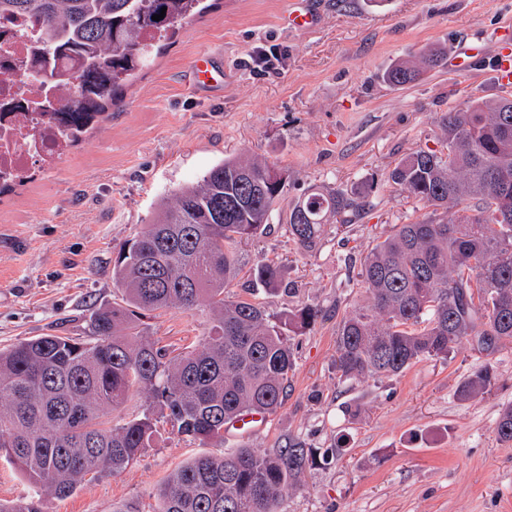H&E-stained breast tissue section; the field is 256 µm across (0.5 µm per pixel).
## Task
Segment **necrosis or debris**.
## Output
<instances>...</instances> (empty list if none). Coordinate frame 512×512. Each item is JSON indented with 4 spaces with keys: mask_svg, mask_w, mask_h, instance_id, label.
I'll list each match as a JSON object with an SVG mask.
<instances>
[{
    "mask_svg": "<svg viewBox=\"0 0 512 512\" xmlns=\"http://www.w3.org/2000/svg\"><path fill=\"white\" fill-rule=\"evenodd\" d=\"M20 37L0 44V178L18 179L30 165L56 167L66 151L60 127L38 107L42 93L25 69L37 37L30 23L18 19Z\"/></svg>",
    "mask_w": 512,
    "mask_h": 512,
    "instance_id": "1",
    "label": "necrosis or debris"
}]
</instances>
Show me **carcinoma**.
Instances as JSON below:
<instances>
[{
    "label": "carcinoma",
    "mask_w": 512,
    "mask_h": 512,
    "mask_svg": "<svg viewBox=\"0 0 512 512\" xmlns=\"http://www.w3.org/2000/svg\"><path fill=\"white\" fill-rule=\"evenodd\" d=\"M202 0H0V42L28 19L42 48L27 61L40 86L55 91L67 146L102 129L124 83L144 67ZM166 8L163 19L152 16ZM438 46L392 65L395 86L440 66ZM72 61L74 71L58 69ZM439 149L403 158L388 180L442 212L399 224L361 260L366 302L337 330L336 372L345 379L397 375L423 358H448L465 340L491 356L512 340V100L477 99L444 116ZM288 172L256 154L225 158L169 191L152 218L116 253L112 279L121 300L90 315L92 338L47 335L0 350V456L28 480L32 494L0 512H44L86 478L123 471L156 441L153 408L177 433L224 445V431L249 411L272 416L293 370V337L320 310L306 304L274 321L265 306L225 290L243 272L237 246L266 233ZM371 188L349 193L308 188L289 211L288 233L303 250L334 218L360 210ZM252 285H284L272 261L249 269ZM205 306L199 347L172 354L146 336L141 320L172 308ZM496 376L487 364L456 393L481 396ZM142 393L149 405L112 424L107 410ZM512 442V406L495 424ZM317 453L296 442L258 452L247 445L185 461L161 484L155 512H283Z\"/></svg>",
    "instance_id": "carcinoma-1"
}]
</instances>
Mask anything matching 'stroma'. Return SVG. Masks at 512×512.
Returning a JSON list of instances; mask_svg holds the SVG:
<instances>
[{"mask_svg":"<svg viewBox=\"0 0 512 512\" xmlns=\"http://www.w3.org/2000/svg\"><path fill=\"white\" fill-rule=\"evenodd\" d=\"M290 0H219L190 17L137 71L103 131L72 147L53 171L35 166L0 196V349L37 336L89 338L93 308L120 300L114 248L152 216L158 199L226 157L257 153L288 171L272 230L239 245L245 267L274 261L286 289L269 295L240 279L235 297L264 302L273 318L302 305L322 309L294 337L295 367L283 406L250 435L224 445L259 450L296 441L325 450L339 434L345 455L305 470L285 512H512V443L494 427L512 404V343L485 356L470 343L448 358L422 359L399 375L344 380L336 329L364 304L360 259L395 225L431 215L388 184L406 155L437 148L439 117L472 100L512 99L498 82V50L512 37V0H310L316 26L285 24ZM435 44L442 67L397 87L384 72ZM276 47L278 70L253 52ZM224 66L209 91L185 74L193 56ZM373 180L370 204L353 223L326 225L305 251L288 234V212L311 186L349 190ZM206 314L172 309L145 321L146 334L176 351L199 345ZM498 381L462 400L457 387L483 365ZM158 439L120 474L91 479L47 512H112L120 503L154 512L164 478L203 445L157 419Z\"/></svg>","mask_w":512,"mask_h":512,"instance_id":"35a3bbf8","label":"stroma"}]
</instances>
